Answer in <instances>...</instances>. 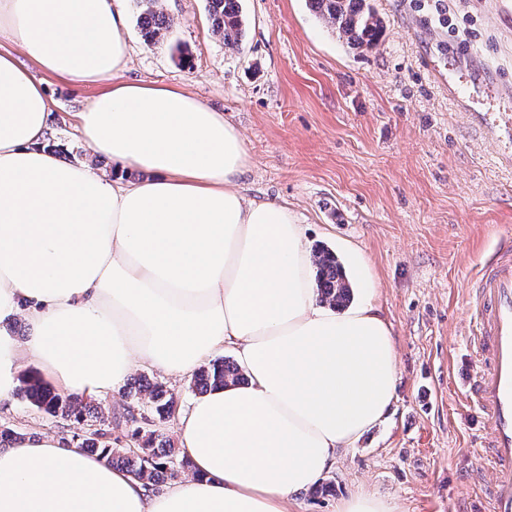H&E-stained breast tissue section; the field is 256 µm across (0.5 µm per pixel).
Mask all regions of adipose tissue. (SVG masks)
<instances>
[{"mask_svg":"<svg viewBox=\"0 0 512 512\" xmlns=\"http://www.w3.org/2000/svg\"><path fill=\"white\" fill-rule=\"evenodd\" d=\"M125 28L119 0H0L19 49L0 53V405L24 369L102 397L141 364L179 376L227 345L247 381L180 415L193 471L161 492L63 435L22 433L0 450V512H288L395 397L373 274L344 245L363 296L320 304L303 225L240 188L241 134L181 89L125 80ZM34 65L109 82L78 120L111 173L44 148ZM128 167L145 178L124 181Z\"/></svg>","mask_w":512,"mask_h":512,"instance_id":"ef3b65f1","label":"adipose tissue"}]
</instances>
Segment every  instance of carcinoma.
<instances>
[{
  "label": "carcinoma",
  "mask_w": 512,
  "mask_h": 512,
  "mask_svg": "<svg viewBox=\"0 0 512 512\" xmlns=\"http://www.w3.org/2000/svg\"><path fill=\"white\" fill-rule=\"evenodd\" d=\"M313 11L331 23L339 37L361 48L376 46L384 31L382 19L369 0H310ZM141 36L148 44H157L171 30L173 20L156 9V0H136ZM211 30L224 39V46L237 52L243 50L244 20L239 0H207ZM316 287L320 301L335 309H343L351 301L352 287L336 255L327 248L315 250ZM245 380L237 363L218 359L202 367L193 377V387L203 394L228 382ZM20 394L32 406L54 417L69 418L86 426L81 447L90 454L105 456L113 466L124 469L134 478L154 487L178 469L190 464L187 456L177 457L170 441L159 430L142 433L135 429L128 435L129 444L120 448L121 436H112V430L137 421L135 409L146 405L152 409L158 422L170 417L174 400L163 385L146 378L126 384L123 395L128 399L122 419L112 422V415L84 403L78 395L61 396L35 377L23 381Z\"/></svg>",
  "instance_id": "obj_1"
}]
</instances>
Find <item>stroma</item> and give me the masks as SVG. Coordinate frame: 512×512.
<instances>
[{
  "mask_svg": "<svg viewBox=\"0 0 512 512\" xmlns=\"http://www.w3.org/2000/svg\"><path fill=\"white\" fill-rule=\"evenodd\" d=\"M371 4L386 32L361 51L307 0H241L246 47L237 54L212 33L206 0H158L174 25L155 45L141 37L134 0H122L125 77L177 87L222 112L251 159L247 197L287 204L310 245L351 242L372 269L396 348L395 399L328 472L334 494H293L288 512H336L339 499L366 491L393 512H485L474 487L489 428L465 399L470 290L512 229V139L491 141L434 68L474 51L490 82L512 87V0ZM34 76L50 101L53 154L110 169L76 128L105 84L76 89ZM1 426L77 430L20 397L0 412Z\"/></svg>",
  "mask_w": 512,
  "mask_h": 512,
  "instance_id": "35a3bbf8",
  "label": "stroma"
}]
</instances>
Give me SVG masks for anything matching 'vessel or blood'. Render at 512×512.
Wrapping results in <instances>:
<instances>
[{"instance_id": "vessel-or-blood-1", "label": "vessel or blood", "mask_w": 512, "mask_h": 512, "mask_svg": "<svg viewBox=\"0 0 512 512\" xmlns=\"http://www.w3.org/2000/svg\"><path fill=\"white\" fill-rule=\"evenodd\" d=\"M442 81L474 101L489 87L476 76L458 84L454 72ZM473 362L466 398L490 428L488 464L496 477L490 484L487 512H512V236H500L472 290Z\"/></svg>"}]
</instances>
